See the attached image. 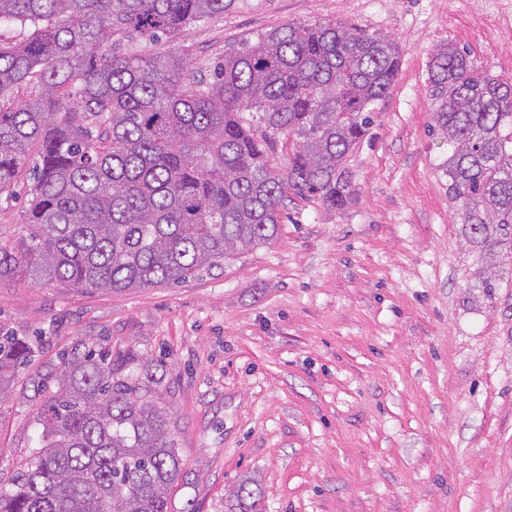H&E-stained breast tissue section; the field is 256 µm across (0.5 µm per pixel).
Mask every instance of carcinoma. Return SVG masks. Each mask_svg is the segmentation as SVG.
I'll return each instance as SVG.
<instances>
[{"mask_svg":"<svg viewBox=\"0 0 512 512\" xmlns=\"http://www.w3.org/2000/svg\"><path fill=\"white\" fill-rule=\"evenodd\" d=\"M224 2L0 0V24L30 30L0 42V191L32 163L36 227L0 242V277L84 291L178 285L274 242L291 192L345 210L347 161L398 74V42L340 20L292 22L224 49L208 77L182 53L115 52L124 38H171ZM428 82L448 196L492 296L498 271L512 274V82L453 44L436 50ZM23 85L34 95L18 100ZM281 137L278 167L269 152ZM32 353L0 332V395ZM158 370L131 349L62 358L37 414L39 447L0 486V512H170L183 467ZM253 497L240 485L230 512H255Z\"/></svg>","mask_w":512,"mask_h":512,"instance_id":"obj_1","label":"carcinoma"}]
</instances>
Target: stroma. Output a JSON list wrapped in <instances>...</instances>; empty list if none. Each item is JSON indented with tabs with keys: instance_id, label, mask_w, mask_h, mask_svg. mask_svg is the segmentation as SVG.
Returning a JSON list of instances; mask_svg holds the SVG:
<instances>
[{
	"instance_id": "1",
	"label": "stroma",
	"mask_w": 512,
	"mask_h": 512,
	"mask_svg": "<svg viewBox=\"0 0 512 512\" xmlns=\"http://www.w3.org/2000/svg\"><path fill=\"white\" fill-rule=\"evenodd\" d=\"M471 0H232L130 53L193 67L291 22L393 35L399 72L348 159L332 213L289 195L277 239L171 287L86 292L0 277V327L40 350L0 398V485L37 447L58 355L82 344L163 360L181 431L170 512H225L249 482L260 512H512V288L486 297L432 129L437 46L512 81V44ZM32 183L0 192V241L28 235Z\"/></svg>"
}]
</instances>
